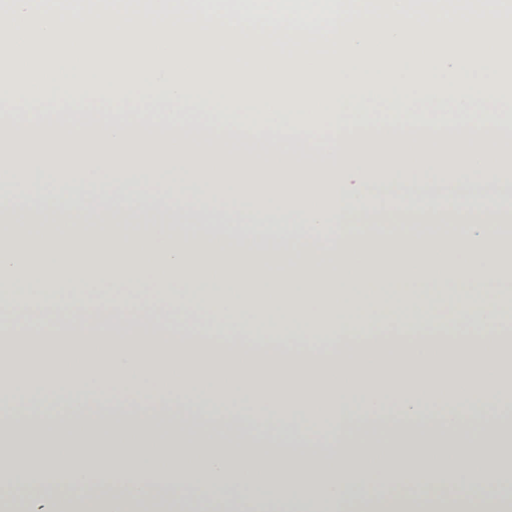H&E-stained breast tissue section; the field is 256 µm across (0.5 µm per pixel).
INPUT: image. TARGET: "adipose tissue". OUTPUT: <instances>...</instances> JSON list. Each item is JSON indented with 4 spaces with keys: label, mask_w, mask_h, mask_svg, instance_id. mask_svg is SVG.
<instances>
[{
    "label": "adipose tissue",
    "mask_w": 512,
    "mask_h": 512,
    "mask_svg": "<svg viewBox=\"0 0 512 512\" xmlns=\"http://www.w3.org/2000/svg\"><path fill=\"white\" fill-rule=\"evenodd\" d=\"M54 195L24 208L0 205V299L12 314L0 408L24 406L0 428V473L26 492L28 512H55L48 493L99 490L70 512H512L495 449L512 447L500 418L512 384L499 358L512 338L500 284L512 253L500 246L512 208L389 209L362 200L323 205L285 189L234 183L233 209L166 205L158 192ZM332 225L324 243L287 236L246 251L228 231L262 221ZM388 224L389 240L362 233ZM453 224L457 234L433 233ZM112 284L109 295L95 291ZM218 313L199 320L200 310ZM149 405L168 416L224 402L293 435L314 422L337 444L319 456L260 449L255 434L230 446L180 430L152 437L129 421L100 435L76 423L43 436V464L21 475L6 447L19 444L28 413L84 399ZM395 406L381 441L353 426ZM444 408L443 436L425 425ZM480 416L478 429L463 410ZM190 482L172 491L176 472Z\"/></svg>",
    "instance_id": "adipose-tissue-1"
}]
</instances>
